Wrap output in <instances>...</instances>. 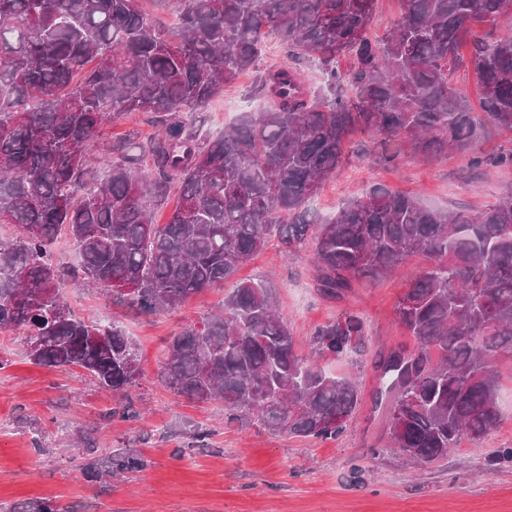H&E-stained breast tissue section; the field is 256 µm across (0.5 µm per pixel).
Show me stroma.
Segmentation results:
<instances>
[{
    "label": "stroma",
    "instance_id": "obj_1",
    "mask_svg": "<svg viewBox=\"0 0 512 512\" xmlns=\"http://www.w3.org/2000/svg\"><path fill=\"white\" fill-rule=\"evenodd\" d=\"M255 80V73H244L197 115L203 136L217 138L242 113L261 108L252 95ZM131 128L142 143L155 132L141 113L131 122L116 120L96 141L88 168L103 172L101 156ZM347 150L346 162L311 203L315 223L334 219L352 196L375 185L413 195L433 209L470 214L512 188V167L492 163L512 150L510 130L488 128L474 153L452 151L428 162L398 142L385 143L362 130L352 132ZM475 155L486 158V165L472 167ZM427 265L424 257H410L388 277L354 281L341 301L318 291L311 246L283 260L278 240H270L237 271L236 280L271 285L299 352H307L315 327L342 310L365 318L366 353L328 366L337 376L356 375L365 401L347 433L326 442L281 437L252 423L226 424L222 403L187 399L164 383L170 338L221 306L226 286L191 295L177 308L135 317L100 291L66 282L60 293L77 316L122 324L137 346L140 375L124 398L99 389L80 368L33 364L24 336L11 333L9 348L0 351L6 362L0 370V419L12 425L11 435L0 438V505L46 498L71 505L74 512H512V463L496 458L499 449L512 447V360L498 364L500 426L480 441L462 440L447 460L430 467L390 450L384 424L372 412L380 351L413 343L396 304ZM125 399L137 417L112 416ZM195 425L209 428L212 436L208 447L190 453L183 449L185 432ZM76 433L95 440L98 457L124 448L142 455L147 467L107 482L88 479L63 445ZM35 434L43 452L31 445Z\"/></svg>",
    "mask_w": 512,
    "mask_h": 512
}]
</instances>
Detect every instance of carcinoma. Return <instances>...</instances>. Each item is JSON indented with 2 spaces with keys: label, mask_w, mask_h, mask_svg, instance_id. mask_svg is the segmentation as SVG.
Listing matches in <instances>:
<instances>
[{
  "label": "carcinoma",
  "mask_w": 512,
  "mask_h": 512,
  "mask_svg": "<svg viewBox=\"0 0 512 512\" xmlns=\"http://www.w3.org/2000/svg\"><path fill=\"white\" fill-rule=\"evenodd\" d=\"M158 2L174 25L147 17L140 0H0V223L18 230L0 240V331L45 338L29 354L36 365L79 367L122 396L134 386L135 342L59 295L64 273L49 246L62 229L80 255L73 279L144 315L224 283L273 232L285 258L315 239L317 288L336 300L356 279L424 255L429 266L396 306L414 344L382 356L374 406L394 448L421 464L496 429V363L512 357V194L469 216L375 185L313 235L310 202L355 129L424 160L472 149L488 124L512 131V35L492 45L476 36L511 15L512 0H402V21L379 41L376 0ZM268 35L318 65L324 88L310 89L292 65L268 69L255 86L267 106L219 139L202 137L193 116L258 67ZM467 65L479 113L453 81ZM144 112L158 128L149 144L135 154L116 142L105 174L90 171L87 149L103 127ZM172 188L179 203L156 224L155 202ZM366 344L364 319L344 310L298 354L272 289L238 282L221 313L170 341L162 377L180 396L223 403L230 423L323 442L347 431L362 398L320 362ZM75 449L90 478L144 468L126 451L93 458L84 435ZM0 512L73 509L24 500Z\"/></svg>",
  "instance_id": "1"
}]
</instances>
